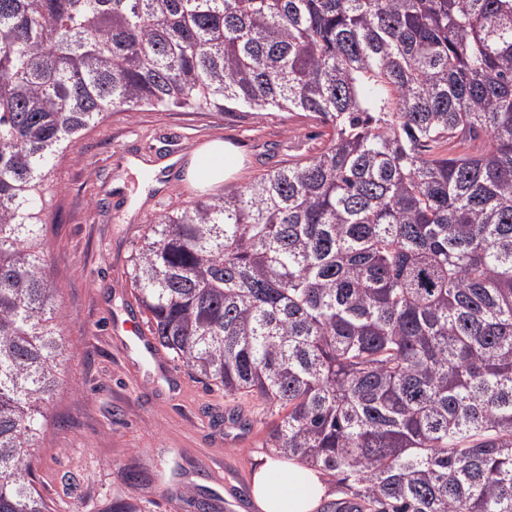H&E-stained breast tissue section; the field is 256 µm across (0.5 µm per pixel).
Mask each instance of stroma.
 <instances>
[{"label":"stroma","mask_w":512,"mask_h":512,"mask_svg":"<svg viewBox=\"0 0 512 512\" xmlns=\"http://www.w3.org/2000/svg\"><path fill=\"white\" fill-rule=\"evenodd\" d=\"M224 140L241 150L239 187L254 177L321 152L328 129L301 112H120L88 131L56 160L44 252L60 290L68 355L52 423L39 452L37 485L55 512H110L113 500L142 512H195L179 488L194 487L214 512H257L249 481L273 416L259 399L201 383L182 363L175 380L151 376L125 352L109 325L141 315L129 280L131 260L151 218L199 199L180 168L200 145ZM138 158L162 164L161 189L129 171ZM221 467V480L211 470ZM140 479L128 484L126 474Z\"/></svg>","instance_id":"35a3bbf8"}]
</instances>
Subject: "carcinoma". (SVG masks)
Masks as SVG:
<instances>
[{
    "label": "carcinoma",
    "instance_id": "carcinoma-1",
    "mask_svg": "<svg viewBox=\"0 0 512 512\" xmlns=\"http://www.w3.org/2000/svg\"><path fill=\"white\" fill-rule=\"evenodd\" d=\"M305 112L329 144L150 221L131 286L322 512H512V0H0V512L67 350L53 160L117 112Z\"/></svg>",
    "mask_w": 512,
    "mask_h": 512
}]
</instances>
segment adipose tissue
Masks as SVG:
<instances>
[{"mask_svg": "<svg viewBox=\"0 0 512 512\" xmlns=\"http://www.w3.org/2000/svg\"><path fill=\"white\" fill-rule=\"evenodd\" d=\"M241 163L237 149L213 141L191 152L187 174L197 184L217 185L232 179ZM328 487L317 468L294 458L263 456L252 475L251 495L258 512H317Z\"/></svg>", "mask_w": 512, "mask_h": 512, "instance_id": "1", "label": "adipose tissue"}]
</instances>
